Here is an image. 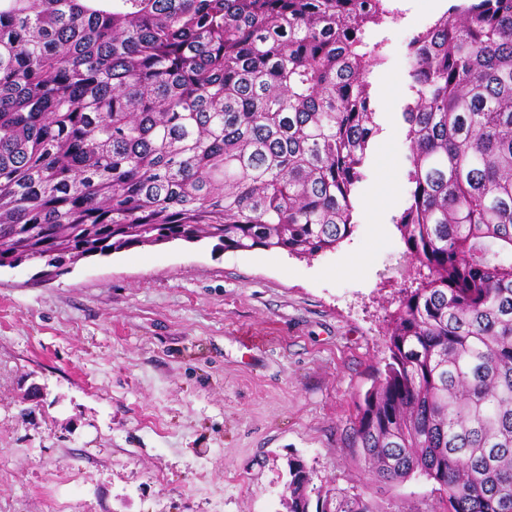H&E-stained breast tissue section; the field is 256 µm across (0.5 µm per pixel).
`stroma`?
Masks as SVG:
<instances>
[{
    "label": "stroma",
    "mask_w": 512,
    "mask_h": 512,
    "mask_svg": "<svg viewBox=\"0 0 512 512\" xmlns=\"http://www.w3.org/2000/svg\"><path fill=\"white\" fill-rule=\"evenodd\" d=\"M372 32L379 132L357 226L307 260L176 241L0 268V512H286L288 461L311 502L368 488L383 512H437L433 482H376L350 448L386 332L416 287L396 219L410 185L408 42L433 0ZM393 196L377 210L382 180Z\"/></svg>",
    "instance_id": "obj_1"
}]
</instances>
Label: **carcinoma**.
I'll use <instances>...</instances> for the list:
<instances>
[{
	"label": "carcinoma",
	"instance_id": "1",
	"mask_svg": "<svg viewBox=\"0 0 512 512\" xmlns=\"http://www.w3.org/2000/svg\"><path fill=\"white\" fill-rule=\"evenodd\" d=\"M390 0H0V267L60 272L176 240L310 260L352 235L379 132L365 37ZM419 286L349 445L443 512H512V0H460L409 44ZM288 463V512H310ZM316 512H379L363 492Z\"/></svg>",
	"mask_w": 512,
	"mask_h": 512
}]
</instances>
